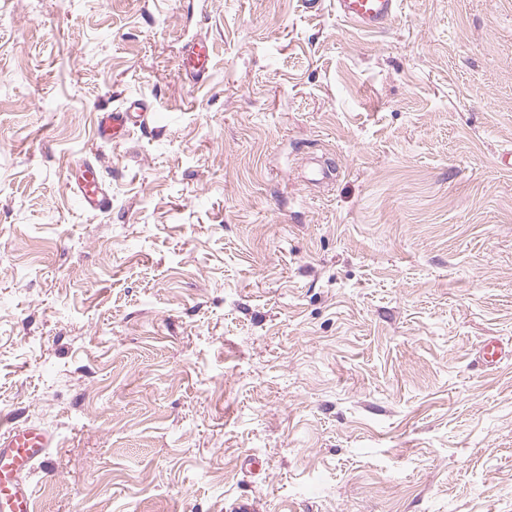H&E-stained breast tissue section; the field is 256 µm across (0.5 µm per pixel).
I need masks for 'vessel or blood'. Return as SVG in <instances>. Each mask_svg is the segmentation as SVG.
Returning a JSON list of instances; mask_svg holds the SVG:
<instances>
[{"instance_id":"vessel-or-blood-1","label":"vessel or blood","mask_w":512,"mask_h":512,"mask_svg":"<svg viewBox=\"0 0 512 512\" xmlns=\"http://www.w3.org/2000/svg\"><path fill=\"white\" fill-rule=\"evenodd\" d=\"M341 19L367 31L386 28L397 17L401 0H334ZM213 47L205 40L188 44L180 63L181 77L192 84L204 82L210 75ZM150 114L142 103L131 101L99 113L97 135L109 141L126 136L135 127L146 124ZM78 173L70 188L80 207L89 213L103 214L112 207L110 193L91 163L78 159ZM55 436L36 426H15L0 432V512H33L30 474L50 466V450Z\"/></svg>"}]
</instances>
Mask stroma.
I'll list each match as a JSON object with an SVG mask.
<instances>
[{"label":"stroma","instance_id":"stroma-1","mask_svg":"<svg viewBox=\"0 0 512 512\" xmlns=\"http://www.w3.org/2000/svg\"><path fill=\"white\" fill-rule=\"evenodd\" d=\"M129 99L149 125L97 141ZM505 152L512 0L371 33L333 0H0V428L59 440L35 512H512V357L477 355L512 347ZM213 62V46L206 40L188 44L180 63V76L196 85L204 82L210 75ZM71 168L79 169L70 188L78 200L79 206L88 213L103 214L112 207V199L108 188L90 162L78 159L70 164Z\"/></svg>","mask_w":512,"mask_h":512}]
</instances>
